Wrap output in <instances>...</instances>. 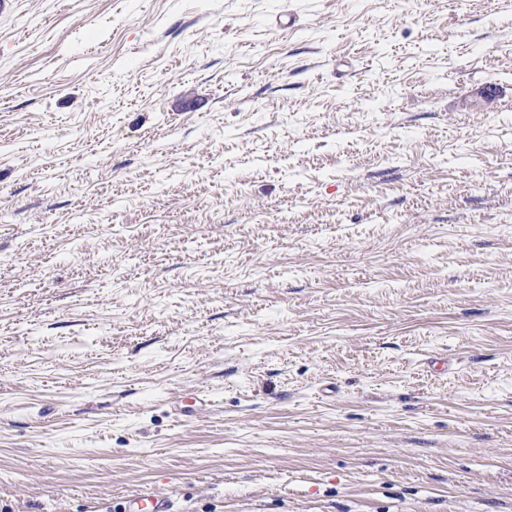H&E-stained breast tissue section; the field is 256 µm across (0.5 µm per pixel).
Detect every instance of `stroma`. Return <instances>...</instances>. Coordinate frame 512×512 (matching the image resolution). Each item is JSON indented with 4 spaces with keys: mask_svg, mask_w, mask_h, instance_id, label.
Returning <instances> with one entry per match:
<instances>
[{
    "mask_svg": "<svg viewBox=\"0 0 512 512\" xmlns=\"http://www.w3.org/2000/svg\"><path fill=\"white\" fill-rule=\"evenodd\" d=\"M147 486L512 512V0L0 15V512Z\"/></svg>",
    "mask_w": 512,
    "mask_h": 512,
    "instance_id": "stroma-1",
    "label": "stroma"
}]
</instances>
